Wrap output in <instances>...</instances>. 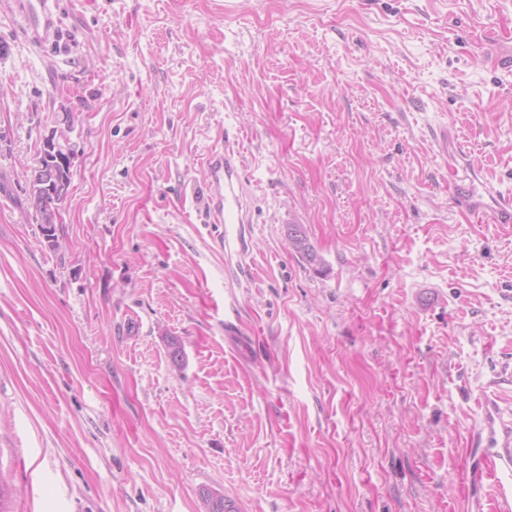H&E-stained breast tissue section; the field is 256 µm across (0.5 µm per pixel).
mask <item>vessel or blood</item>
Segmentation results:
<instances>
[{"label": "vessel or blood", "instance_id": "b4317fda", "mask_svg": "<svg viewBox=\"0 0 512 512\" xmlns=\"http://www.w3.org/2000/svg\"><path fill=\"white\" fill-rule=\"evenodd\" d=\"M16 6L24 20V36L39 48H51L59 40L56 24L57 0H4ZM239 154L233 141H225L221 150L207 160L210 176L209 220L214 224L234 227L250 221L245 187L238 166ZM462 205L475 214L493 213L500 224L512 223V204L489 206L482 197L465 187H458ZM471 445L484 449L480 475L494 487V512H512V418L504 416L497 400L485 399L482 422L474 432Z\"/></svg>", "mask_w": 512, "mask_h": 512}]
</instances>
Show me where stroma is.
<instances>
[{"label":"stroma","instance_id":"1","mask_svg":"<svg viewBox=\"0 0 512 512\" xmlns=\"http://www.w3.org/2000/svg\"><path fill=\"white\" fill-rule=\"evenodd\" d=\"M0 7V480L11 512H488L512 410V0ZM71 110L49 245L28 178ZM233 137L251 223H209ZM304 225L315 273L288 245ZM183 349L173 363L171 342ZM15 5L24 20V36L39 48H53L59 41L60 30L56 22V0H4ZM458 199L462 205L477 215H485L487 211H492L494 219L498 224H511L512 223V203L503 206L500 203L495 204V208L487 204L482 197L475 195L465 187L457 185ZM470 446L489 448L484 454L479 474L494 487L495 512L512 511V418L504 419V410L496 399H485L482 422L474 432Z\"/></svg>","mask_w":512,"mask_h":512}]
</instances>
